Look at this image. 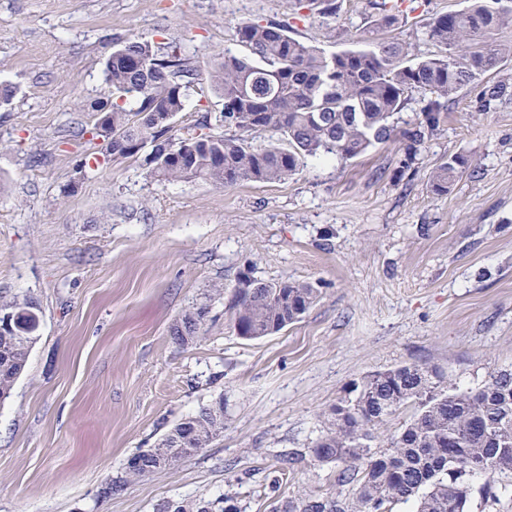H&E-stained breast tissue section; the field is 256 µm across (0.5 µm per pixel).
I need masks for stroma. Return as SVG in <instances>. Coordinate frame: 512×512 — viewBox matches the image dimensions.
<instances>
[{"label": "stroma", "instance_id": "obj_1", "mask_svg": "<svg viewBox=\"0 0 512 512\" xmlns=\"http://www.w3.org/2000/svg\"><path fill=\"white\" fill-rule=\"evenodd\" d=\"M340 3L330 17L293 14L289 0H0V84L15 90L0 108V297L40 309L0 403V512H156L227 493L243 512H271L289 493L334 491L336 470L313 448L352 380L417 364L466 389L512 368V100L478 111L480 84L412 158L389 142L229 188L158 183L140 155L83 165L96 146L81 105L106 93L119 40L188 47L201 82L176 126L190 128L224 108L206 77L242 53L241 20L330 52L367 35L424 55L426 20L466 0H405L384 29L369 0ZM453 156L468 165L435 194L428 175ZM246 272L310 284L317 299L281 332L243 339L228 300L206 295ZM203 303L199 340L175 344L171 325ZM219 396L224 431L209 447L100 497L130 457Z\"/></svg>", "mask_w": 512, "mask_h": 512}]
</instances>
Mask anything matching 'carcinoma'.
Segmentation results:
<instances>
[{"instance_id":"obj_1","label":"carcinoma","mask_w":512,"mask_h":512,"mask_svg":"<svg viewBox=\"0 0 512 512\" xmlns=\"http://www.w3.org/2000/svg\"><path fill=\"white\" fill-rule=\"evenodd\" d=\"M376 25L397 22L396 5L372 0ZM512 24V0H468L457 11L425 23L437 47L418 57L398 39L357 41L354 48L327 52L291 37L279 25L243 20L237 37L244 55L220 57L206 80L224 99L220 127L236 134L200 131L173 134L199 75L186 48L167 49L149 40L128 38L113 45L104 63L112 99H95L84 110L95 117L94 138L112 149V157L145 153L144 161L159 183L202 180L216 187L241 181H285L310 157L353 160L379 144L401 140L413 157L448 117V102L463 87L480 79L506 58L512 41L496 39ZM428 98L416 122L397 129L392 122L415 92ZM512 96V85H486L477 108ZM271 134L254 146L250 136ZM191 143L180 158L172 154ZM467 164L454 156L429 175L433 192L448 191ZM317 292L309 285L264 282L243 274L229 309L240 337L276 334L309 310ZM15 312L21 329L0 330V401L7 399L23 374L39 337L34 301L0 300V310ZM209 305L181 316L171 336L181 346L197 341ZM413 414L384 449L373 445V430L407 409ZM224 431V398L175 423L157 446L134 455L139 470L124 468L100 496L110 498L160 469L167 456L185 462ZM313 453L336 468V492H306L275 505L272 512H392L398 503H416L415 512H467L474 481L493 504L512 492V370L490 375L483 385L461 390L444 374L420 365L374 371L354 380L330 408L327 426ZM159 512H212L211 503L171 500Z\"/></svg>"}]
</instances>
